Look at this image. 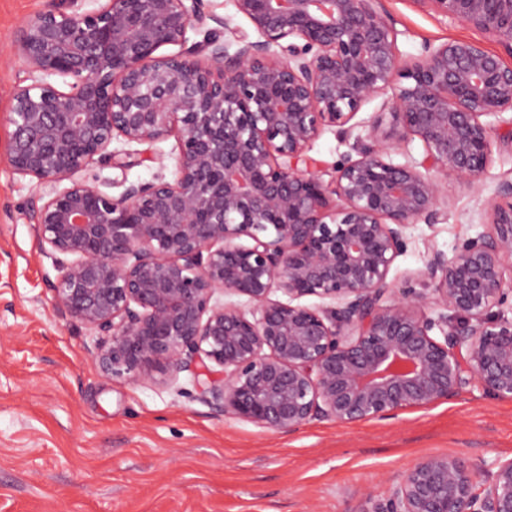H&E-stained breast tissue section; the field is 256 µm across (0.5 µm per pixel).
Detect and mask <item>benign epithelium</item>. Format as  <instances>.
<instances>
[{
	"instance_id": "obj_1",
	"label": "benign epithelium",
	"mask_w": 512,
	"mask_h": 512,
	"mask_svg": "<svg viewBox=\"0 0 512 512\" xmlns=\"http://www.w3.org/2000/svg\"><path fill=\"white\" fill-rule=\"evenodd\" d=\"M232 2L259 40L187 45L215 20L204 0H104L22 21L29 83L9 91L7 161L45 189L30 221L61 255L55 307L107 336L104 375L155 383L209 361L222 378L199 386L214 408L276 431L384 418L472 380L512 399V319L500 312L512 300V180L490 204V232L431 253L425 287L389 280L407 226L438 221L445 183L480 190L492 159L484 118L512 112V67L473 41L401 60L380 0ZM414 2L512 54V0ZM392 86L384 138L324 180L312 141L326 126L348 136ZM171 136L172 181L114 197L83 176L95 163L127 167L117 139ZM414 139L421 161L389 159L386 141ZM306 296L323 305L298 303ZM371 512H512V459L484 481L456 456L425 457Z\"/></svg>"
}]
</instances>
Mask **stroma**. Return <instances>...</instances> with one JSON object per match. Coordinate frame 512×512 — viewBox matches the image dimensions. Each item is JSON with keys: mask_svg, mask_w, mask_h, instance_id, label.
I'll return each mask as SVG.
<instances>
[{"mask_svg": "<svg viewBox=\"0 0 512 512\" xmlns=\"http://www.w3.org/2000/svg\"><path fill=\"white\" fill-rule=\"evenodd\" d=\"M49 0H0V512H369L423 457L456 455L491 476L512 459V399L470 382L456 396L396 415L338 423L313 418L281 432L217 412L189 373L177 382L138 384L102 374L101 337L60 315L52 287L59 270L29 220L41 192L6 161L8 92L28 69L14 50L28 16ZM407 58L454 40L499 44L462 22L381 0ZM387 101L365 103L350 137L324 128L310 155L326 173L368 141ZM492 162L476 193L448 183L437 223L410 225L394 284L424 269L432 251L452 252L488 231L487 210L501 181L512 179V114L490 118ZM131 165L94 166L87 177L124 186L172 178L178 145L113 141Z\"/></svg>", "mask_w": 512, "mask_h": 512, "instance_id": "obj_1", "label": "stroma"}]
</instances>
